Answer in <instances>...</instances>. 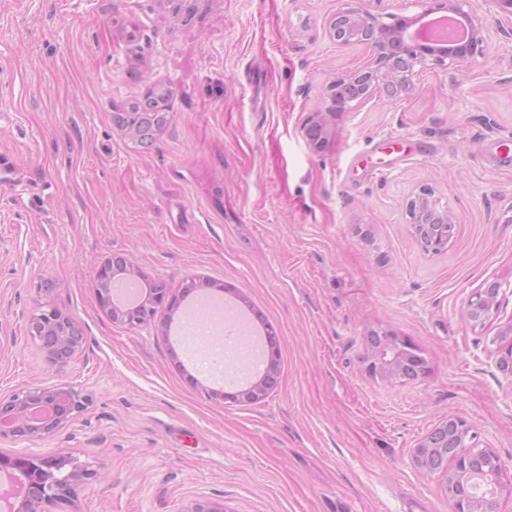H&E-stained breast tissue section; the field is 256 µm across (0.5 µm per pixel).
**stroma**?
<instances>
[{"instance_id":"obj_1","label":"stroma","mask_w":512,"mask_h":512,"mask_svg":"<svg viewBox=\"0 0 512 512\" xmlns=\"http://www.w3.org/2000/svg\"><path fill=\"white\" fill-rule=\"evenodd\" d=\"M459 7L504 30L485 0ZM366 9L413 16L421 0H0V394L66 383L91 399L38 442L94 463L75 512H451L415 446L457 415L512 476V376L496 367L512 324V39L493 36L455 74L415 66L413 94L347 103L315 150L303 128L369 44L327 23ZM168 125L134 145L112 121L147 84ZM429 189L455 224L447 251L414 235ZM125 253L178 289L210 281L278 336L277 387L252 403L190 383L158 308L113 323L97 268ZM500 285L497 314L467 320ZM50 303L85 341L58 372L27 331ZM408 339L416 380L369 376L371 334ZM499 294L500 286L495 283L475 292L467 302V317L474 321L477 314H480L483 320L496 315L500 307Z\"/></svg>"}]
</instances>
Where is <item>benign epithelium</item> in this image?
I'll list each match as a JSON object with an SVG mask.
<instances>
[{
	"label": "benign epithelium",
	"instance_id": "1",
	"mask_svg": "<svg viewBox=\"0 0 512 512\" xmlns=\"http://www.w3.org/2000/svg\"><path fill=\"white\" fill-rule=\"evenodd\" d=\"M429 6L422 15L413 17H396L387 24L380 21V16L363 9H351L336 14L328 24L329 35L342 47L360 43L350 34H342V24L366 31V41L373 48L370 62L361 70L348 76L346 81L352 84L364 73H372L382 81L381 86L372 85L368 92L380 88L387 94V100H401L414 90L413 65L398 61L400 44L406 41L418 26L421 17L434 11L453 10L471 24L468 40L437 46L431 43L414 45L418 59L425 63L445 67L447 63H463L476 53L479 47L491 40L493 31L486 23L474 20L461 11L454 0H428ZM344 105L333 104L327 114L317 115L304 128L306 138L313 142L315 137L325 138L328 119L342 111ZM119 262L126 277L132 279L141 275L140 269L123 254H115L107 259L96 272L97 297L100 307L114 323L128 327L147 325L151 319L136 320L129 316V311L116 308L112 303L111 288L115 266ZM500 286L492 283L475 292L467 302L465 313L469 319L481 315L486 320L497 314L500 307ZM149 309L164 306L172 311L177 309L175 297L153 291L147 299ZM28 331L38 341L41 351L49 363L57 370L67 369L74 361L84 343V333L76 320L60 309H49L30 316ZM385 351L371 353L367 371L386 378L405 377L414 379L425 373L423 363L414 364L399 356L400 351L413 352L404 341L395 336H386ZM279 346L277 339L268 345L267 362L270 377L254 383L246 392L227 393L212 390L208 396L224 403L251 402L264 396L277 383L279 369ZM89 404L88 397L80 394L69 385H37L16 389L7 394H0V440L6 439L14 444H23L25 448L5 453L0 451V471L8 475L12 470L25 472L27 485L26 496L22 502V512H56V510L73 504L76 489L100 477L98 469L87 461L70 460V470L50 487L44 486L42 476L58 469L61 457L47 456L34 452L31 446L46 437L59 432L67 426L74 415L83 411ZM48 408L50 414L41 421L30 419L34 409ZM477 434L467 422L455 415L424 437L413 452L416 467L439 474L446 485L452 512H499V499L502 495L512 496V482H503L504 465L497 452L486 446L479 448L474 444ZM453 468H448V462ZM491 468L496 477L497 491L494 495L484 496L469 480V474L481 468Z\"/></svg>",
	"mask_w": 512,
	"mask_h": 512
}]
</instances>
